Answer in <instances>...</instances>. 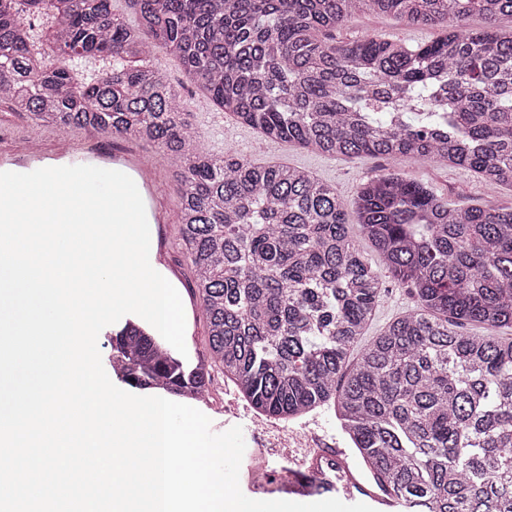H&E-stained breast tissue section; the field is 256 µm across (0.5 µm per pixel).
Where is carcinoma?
<instances>
[{"instance_id": "carcinoma-1", "label": "carcinoma", "mask_w": 512, "mask_h": 512, "mask_svg": "<svg viewBox=\"0 0 512 512\" xmlns=\"http://www.w3.org/2000/svg\"><path fill=\"white\" fill-rule=\"evenodd\" d=\"M0 0V99L34 122L157 144L178 172L182 238L210 360L181 359L135 321L120 378L196 399L214 366L260 412L318 407L413 512H512V205H454L381 173L353 207L308 172L196 148L162 48L220 112L328 156L411 155L512 187V0ZM438 27L426 44L338 39L359 12ZM44 14L42 44L24 14ZM473 15L479 30L468 28ZM55 62L43 60V49ZM416 298L351 357L380 270ZM482 336L462 331L467 325Z\"/></svg>"}]
</instances>
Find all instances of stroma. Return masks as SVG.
Instances as JSON below:
<instances>
[{
  "mask_svg": "<svg viewBox=\"0 0 512 512\" xmlns=\"http://www.w3.org/2000/svg\"><path fill=\"white\" fill-rule=\"evenodd\" d=\"M367 32L412 44L433 41L440 34L439 29L407 25L388 15L359 13L343 30L342 35L352 38ZM154 61L165 72L170 85L184 102L194 128L203 130V118L198 106L200 96L179 60L158 49L154 52ZM224 126L229 136L228 147L234 148L243 157L257 164H280L306 170L320 181L334 185L338 193L348 201L356 197L367 177L395 171L429 185L452 204L466 198L492 206L512 205V188L489 187L478 174L466 169L439 167L410 156L394 159L370 155L331 157L268 139L229 116L225 117ZM150 232L155 237L166 235L174 243L169 260L177 273L170 276L169 281L182 298L186 326L195 330L198 345L197 350L189 352L187 360L192 364L206 360L207 322L192 291L194 277L191 261L178 244L180 225L176 222L154 224ZM414 306L415 300L406 289L398 286L391 278H384L380 304L374 320L365 332L366 337L376 336L399 314ZM232 388V383L225 379L223 372L214 370L209 385L211 400L199 406L200 411L210 418L213 432H224L238 423L237 418L224 413L227 393Z\"/></svg>",
  "mask_w": 512,
  "mask_h": 512,
  "instance_id": "1",
  "label": "stroma"
}]
</instances>
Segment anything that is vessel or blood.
<instances>
[{
	"instance_id": "1",
	"label": "vessel or blood",
	"mask_w": 512,
	"mask_h": 512,
	"mask_svg": "<svg viewBox=\"0 0 512 512\" xmlns=\"http://www.w3.org/2000/svg\"><path fill=\"white\" fill-rule=\"evenodd\" d=\"M91 165L118 170L135 182L145 209L156 224L170 221V211L157 195V172L162 159L145 160L134 139H126L120 148L106 157L84 153L77 140L61 138L54 147L44 144L18 150H0V172L28 173L43 167ZM247 448L241 463L239 481L252 492H278L292 498H336L347 504L364 503L375 512H400V501L378 477L367 475L359 460L340 442H327L312 434L307 442L294 448L269 443L265 423L243 412ZM282 458L280 472L267 469L270 458Z\"/></svg>"
}]
</instances>
